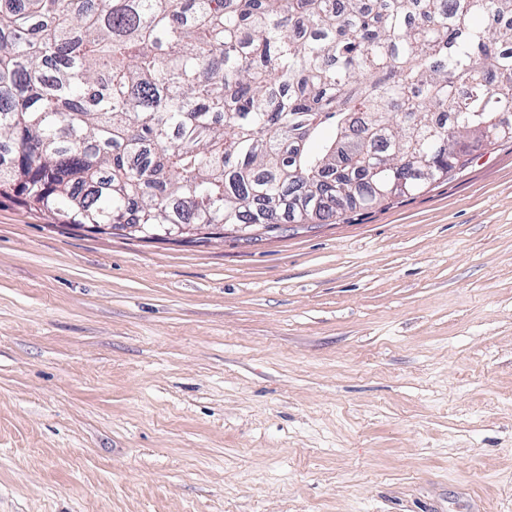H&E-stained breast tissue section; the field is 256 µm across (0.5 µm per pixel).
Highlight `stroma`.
Here are the masks:
<instances>
[{
  "instance_id": "35a3bbf8",
  "label": "stroma",
  "mask_w": 512,
  "mask_h": 512,
  "mask_svg": "<svg viewBox=\"0 0 512 512\" xmlns=\"http://www.w3.org/2000/svg\"><path fill=\"white\" fill-rule=\"evenodd\" d=\"M0 512H512V141L274 237L0 196Z\"/></svg>"
}]
</instances>
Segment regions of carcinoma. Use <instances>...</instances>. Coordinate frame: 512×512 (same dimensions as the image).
Returning a JSON list of instances; mask_svg holds the SVG:
<instances>
[{"instance_id": "obj_1", "label": "carcinoma", "mask_w": 512, "mask_h": 512, "mask_svg": "<svg viewBox=\"0 0 512 512\" xmlns=\"http://www.w3.org/2000/svg\"><path fill=\"white\" fill-rule=\"evenodd\" d=\"M512 0H0V194L143 240L310 224L512 140Z\"/></svg>"}]
</instances>
